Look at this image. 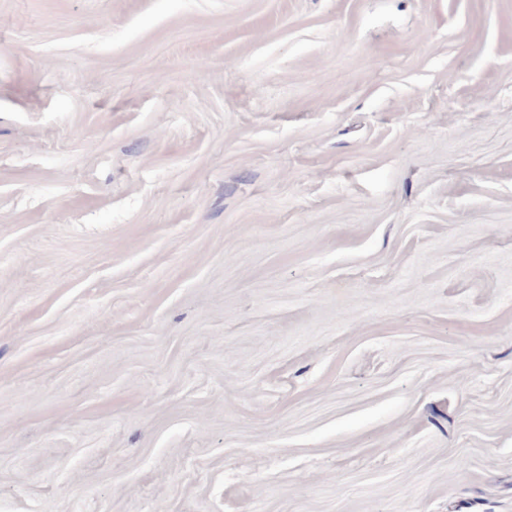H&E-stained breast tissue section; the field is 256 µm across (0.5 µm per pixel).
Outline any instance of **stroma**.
<instances>
[{"label": "stroma", "mask_w": 512, "mask_h": 512, "mask_svg": "<svg viewBox=\"0 0 512 512\" xmlns=\"http://www.w3.org/2000/svg\"><path fill=\"white\" fill-rule=\"evenodd\" d=\"M0 512H512V0H0Z\"/></svg>", "instance_id": "obj_1"}]
</instances>
